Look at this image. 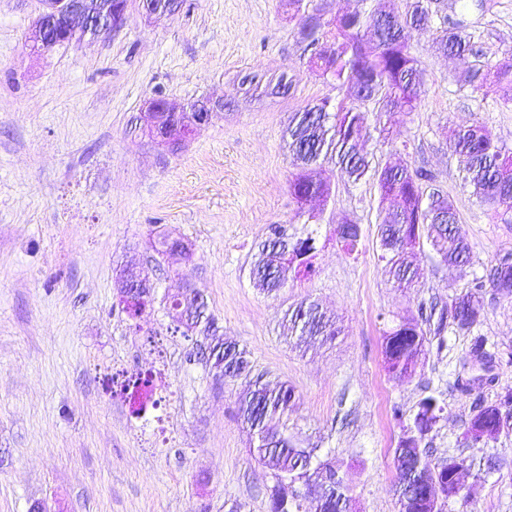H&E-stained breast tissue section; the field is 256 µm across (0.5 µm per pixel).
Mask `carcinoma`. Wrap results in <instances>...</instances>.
Masks as SVG:
<instances>
[{"mask_svg": "<svg viewBox=\"0 0 512 512\" xmlns=\"http://www.w3.org/2000/svg\"><path fill=\"white\" fill-rule=\"evenodd\" d=\"M288 17L296 21L298 39L309 52L308 63L320 77L346 96L338 101L326 97L294 113L288 126V148L297 172L290 190L298 204L303 230L288 232L285 224H270L251 270L254 284L272 293L285 286L287 273L294 269L308 273L316 252L313 226L322 222V213L306 209L313 198L327 200L330 183L318 175V168L331 163L356 180L369 175L376 182L381 200H390L379 225L380 260L392 279L412 288L418 279L414 240L422 237L441 260L462 268L469 262V246L459 230L452 200L431 187L433 176L424 169L376 161L361 148L362 133L370 114L392 119L411 112L425 92L423 69L411 54L410 42L441 24L436 38L438 51L459 57H472L473 64L460 78V87L473 91L488 81L503 91L502 99L512 103V58L492 62L470 32L472 22L465 11L444 16L432 7V0H408L402 12L386 10L384 0H372L364 11L331 13L318 0H284ZM458 159L462 180L482 203L494 212L512 214V149L499 142L483 125L459 129L451 144ZM363 238L360 225L346 222L336 228V241L351 255L358 252ZM489 286L504 296L512 295V253L499 257L487 279H475L448 304L430 303L425 330L403 320L385 332L384 361L389 374L412 376L428 335H443L447 325L469 331L484 317L480 300L482 288ZM168 315L182 335L200 330L216 335L217 327L202 296L178 292L166 297ZM280 335L302 340L321 336L332 340L338 335L336 323L314 303H301L288 309L280 323ZM208 361L226 379L246 378L252 372L247 351L236 343L216 342L208 346ZM151 376H138L132 382L128 403L139 415L152 399ZM294 389L284 384L270 387L256 379L238 399L237 417L255 436V459L274 471L275 484L269 489V512H307L298 499L295 486L310 488L313 475L320 476L319 495L314 512H352L351 497L336 466L321 459L315 448H298L273 430L268 421L284 416L294 406ZM443 410L436 397L421 399L412 423L404 428L395 450L397 480L393 496L398 512H443L450 498L459 496L461 484L448 478L451 463L462 468L475 463L450 457L433 470L423 462L421 444ZM512 426V389H505L494 404L479 407L470 418L464 439L473 444L497 438Z\"/></svg>", "mask_w": 512, "mask_h": 512, "instance_id": "carcinoma-1", "label": "carcinoma"}]
</instances>
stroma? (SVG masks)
Listing matches in <instances>:
<instances>
[{
    "instance_id": "35a3bbf8",
    "label": "stroma",
    "mask_w": 512,
    "mask_h": 512,
    "mask_svg": "<svg viewBox=\"0 0 512 512\" xmlns=\"http://www.w3.org/2000/svg\"><path fill=\"white\" fill-rule=\"evenodd\" d=\"M41 9L0 0V512H268L275 479L237 418L244 379L219 378L198 353L204 336L173 332L161 302L187 286L204 296L220 339L294 389L293 411L275 425L336 464L354 512H397L394 413H416L428 394L443 407L424 441L429 467L449 456L496 461L465 472L444 512H512V432L463 444L474 409L512 386V295L485 288L481 324L430 344L412 378L392 377L383 357L394 321L420 319L421 304L447 302L512 253V221L478 202L449 148L453 131L476 121L512 147V104L458 85L469 58L438 53L434 33L415 37L425 93L391 127L401 150H381L375 127L365 135L368 153L433 172L456 206L468 264L448 266L426 246L417 287L389 280L377 186L336 170L328 203L309 204L325 211L315 274L269 295L250 280L257 245L268 225L299 227L284 131L293 112L340 96L309 67L280 0H181L150 17L131 0L116 33L36 55L26 42ZM472 20L489 57L512 50V0H489ZM249 73H284L292 87L269 97L242 85ZM161 95L224 109L170 151L135 130ZM347 221L363 231L351 256L333 235ZM165 235L191 245V265L168 269L155 250ZM129 262L158 296L135 321L117 295ZM305 299L335 316V341L297 349L281 336L285 310ZM478 337L495 383L471 353ZM138 374L154 383L142 416L121 389Z\"/></svg>"
}]
</instances>
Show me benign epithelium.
<instances>
[{
    "mask_svg": "<svg viewBox=\"0 0 512 512\" xmlns=\"http://www.w3.org/2000/svg\"><path fill=\"white\" fill-rule=\"evenodd\" d=\"M84 0H41L43 9L34 22L28 48L32 54H41L53 49L58 40L73 41L85 36L98 38L119 30L125 20L126 6L104 5L99 13L89 12L83 7ZM224 110V101L203 98L191 103L170 99H153L147 106L143 131L153 140L171 150H176L192 136L217 111ZM174 243L170 262L174 265L191 262L193 252L190 245L172 238ZM152 285L137 273L122 274L119 280V299L139 292L147 296Z\"/></svg>",
    "mask_w": 512,
    "mask_h": 512,
    "instance_id": "benign-epithelium-1",
    "label": "benign epithelium"
}]
</instances>
